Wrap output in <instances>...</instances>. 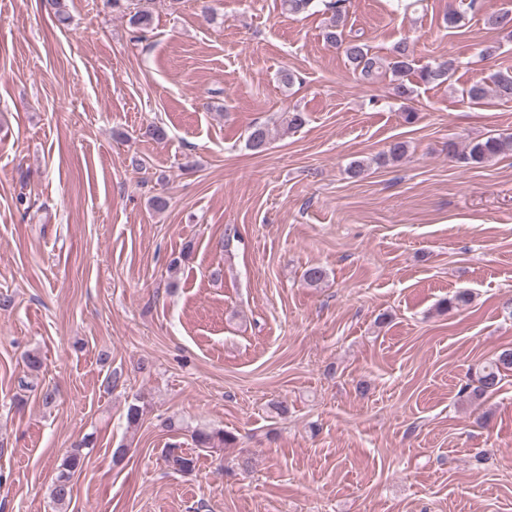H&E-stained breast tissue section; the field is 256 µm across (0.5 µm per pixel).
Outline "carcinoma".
I'll return each mask as SVG.
<instances>
[{
  "instance_id": "carcinoma-1",
  "label": "carcinoma",
  "mask_w": 512,
  "mask_h": 512,
  "mask_svg": "<svg viewBox=\"0 0 512 512\" xmlns=\"http://www.w3.org/2000/svg\"><path fill=\"white\" fill-rule=\"evenodd\" d=\"M319 1L324 11L329 14L324 27L323 37L326 43L342 49L345 63L353 74L362 80H372L384 71L391 72L394 77L395 96L408 100L413 94V88L408 86L404 77L413 71V56L410 46L406 42L398 43L390 60L372 54L370 50L358 39L348 38L344 35L347 17V0H282V8L290 14H300L313 7ZM46 11L61 25L70 22L67 10V0H48ZM152 14L146 8H139L130 14V24L141 32L152 27ZM452 63L449 61L426 65L417 71L420 82L425 84L441 85L448 81ZM493 95L497 99L512 101V72H499L490 78V84L475 83L465 90L466 98L477 103L487 96ZM271 141V132L266 125H255L247 138V146L255 153L267 149ZM512 152V134L489 137L476 141L468 146L463 159L472 164H482L499 155ZM407 153V145L397 141L392 143L388 150L379 157L382 163H395L401 161ZM512 372V348L502 349L494 360L481 364L475 368V386L468 393L471 402H477L488 394L495 392L504 376ZM192 440L199 448H230L237 438L235 435L222 429L196 428L192 431ZM92 444L90 438H84L68 451L66 458L57 471L50 486V496L54 503L64 506L70 503L73 494V477L82 457V449ZM164 461L168 469L174 472L189 473L195 467V459L172 446L165 451Z\"/></svg>"
}]
</instances>
